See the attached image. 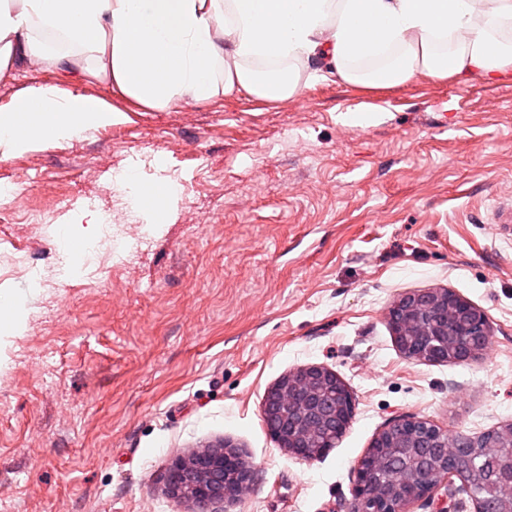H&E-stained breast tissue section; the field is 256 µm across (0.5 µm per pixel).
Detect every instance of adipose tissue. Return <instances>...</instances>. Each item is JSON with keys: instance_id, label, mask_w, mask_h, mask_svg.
Instances as JSON below:
<instances>
[{"instance_id": "adipose-tissue-1", "label": "adipose tissue", "mask_w": 512, "mask_h": 512, "mask_svg": "<svg viewBox=\"0 0 512 512\" xmlns=\"http://www.w3.org/2000/svg\"><path fill=\"white\" fill-rule=\"evenodd\" d=\"M478 0H0V74L41 63L164 111L247 93L276 101L302 80L371 88L418 76L512 78V0L476 25ZM456 45H449V38ZM102 99L56 86L0 107V155L120 122Z\"/></svg>"}]
</instances>
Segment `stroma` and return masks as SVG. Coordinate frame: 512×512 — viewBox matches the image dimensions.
<instances>
[{
    "instance_id": "35a3bbf8",
    "label": "stroma",
    "mask_w": 512,
    "mask_h": 512,
    "mask_svg": "<svg viewBox=\"0 0 512 512\" xmlns=\"http://www.w3.org/2000/svg\"><path fill=\"white\" fill-rule=\"evenodd\" d=\"M41 85L68 83L40 65L0 76V107ZM78 90L124 121L0 157V187L27 190L0 200V288L28 309L0 335V512H185L172 459L227 440L254 471L234 512H349L394 418L470 436L512 423V236L488 222L512 205V80H320L165 111ZM129 170L176 182L159 225L113 187ZM27 206L45 223H22ZM62 230L96 238L65 279ZM427 289L485 312L478 359L398 351L387 311ZM307 364L355 401L317 460L263 420L267 389Z\"/></svg>"
}]
</instances>
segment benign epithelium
Listing matches in <instances>:
<instances>
[{
	"mask_svg": "<svg viewBox=\"0 0 512 512\" xmlns=\"http://www.w3.org/2000/svg\"><path fill=\"white\" fill-rule=\"evenodd\" d=\"M462 310L463 318L475 326L474 343L467 358L478 357L484 350L483 336L490 325L484 312L460 295L441 289H429L403 295L390 306L387 319L394 335L405 339V351L424 361L433 362L439 354L432 346L413 348L412 342L434 340L448 336V301ZM333 392L349 399L350 392L335 371L315 364L303 365L279 378L265 394L264 419L273 439L289 453L305 458L309 454L310 437L317 430L336 431L351 421L347 408L323 402L324 394ZM478 441L462 434H444V438L429 444L443 453L473 448ZM192 473L194 497L188 500L189 512H214L219 506L231 507L241 500L251 486L253 473L243 462L235 446L224 444L178 456L171 461L166 474V488L176 498H183L182 478ZM435 487L420 484L415 491L396 503L381 493V486L371 470L364 466L358 471L353 493L364 499L362 512H408L416 501L430 495Z\"/></svg>",
	"mask_w": 512,
	"mask_h": 512,
	"instance_id": "benign-epithelium-1",
	"label": "benign epithelium"
}]
</instances>
